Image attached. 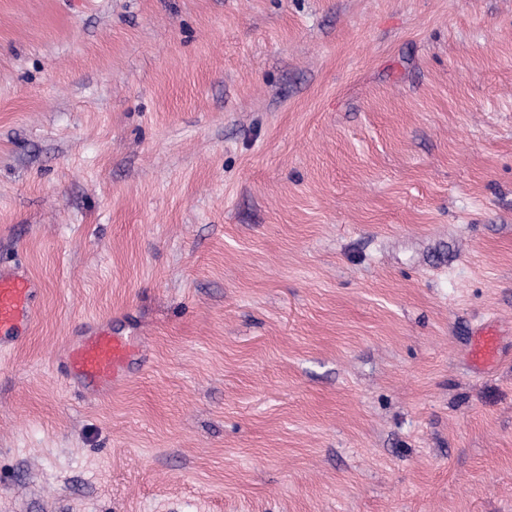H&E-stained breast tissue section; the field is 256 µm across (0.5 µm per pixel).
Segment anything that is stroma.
I'll return each instance as SVG.
<instances>
[{"mask_svg":"<svg viewBox=\"0 0 512 512\" xmlns=\"http://www.w3.org/2000/svg\"><path fill=\"white\" fill-rule=\"evenodd\" d=\"M0 264V512H512V0H0ZM39 282L24 273L0 271V350L20 345L30 334ZM134 355L127 339L99 327L77 346L67 348L65 359L75 376L97 391H110L124 380L125 368ZM498 334L490 327L479 328L474 333L471 347L472 361L476 364H488L498 354Z\"/></svg>","mask_w":512,"mask_h":512,"instance_id":"stroma-1","label":"stroma"}]
</instances>
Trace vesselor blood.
<instances>
[{
	"label": "vessel or blood",
	"instance_id": "1",
	"mask_svg": "<svg viewBox=\"0 0 512 512\" xmlns=\"http://www.w3.org/2000/svg\"><path fill=\"white\" fill-rule=\"evenodd\" d=\"M39 288V282L30 274L0 271L1 351L20 345L29 335ZM134 354V347L127 339L100 327L78 345L67 348L65 359L75 376L96 390L108 391L123 381L124 371ZM497 354L496 331L489 327L479 328L471 347L473 362L484 365L492 362Z\"/></svg>",
	"mask_w": 512,
	"mask_h": 512
}]
</instances>
